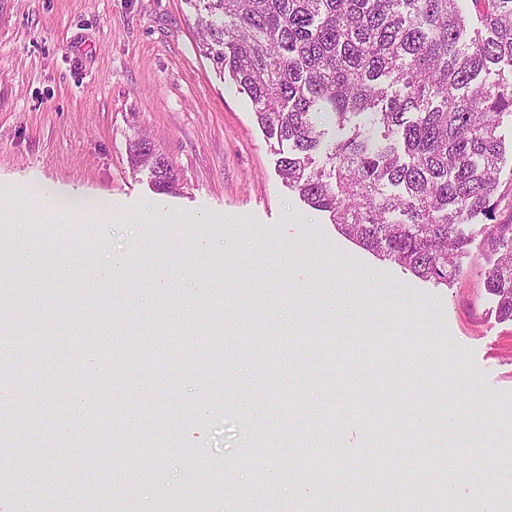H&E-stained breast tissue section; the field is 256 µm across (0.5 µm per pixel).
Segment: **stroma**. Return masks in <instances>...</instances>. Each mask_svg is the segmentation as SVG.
I'll return each mask as SVG.
<instances>
[{
    "mask_svg": "<svg viewBox=\"0 0 512 512\" xmlns=\"http://www.w3.org/2000/svg\"><path fill=\"white\" fill-rule=\"evenodd\" d=\"M146 132L173 162L176 193L133 172L128 144ZM38 179L111 200L105 224L28 226L9 239L26 271L22 305L0 309V333L24 336L28 356L0 365V406L21 414L15 432L33 467L30 485L0 458V512H22L33 489L40 512H58L70 489L92 491L76 512H112L114 480L142 477L132 512H247L244 478L224 483L225 461L249 475L277 462L296 482L265 489L270 502L319 497L326 512L350 507L359 472H381L379 512H411L407 482L449 480L445 512H462L512 476V322L484 285L493 257L474 239L464 275L434 286L357 246L326 213L285 186L250 100L196 47L184 0H0V204ZM149 212L150 225L140 222ZM209 223H197L199 214ZM238 227L252 254L286 258L281 271L238 279L224 233ZM209 238L210 252L196 249ZM163 261L178 292L153 298L152 280L108 281L109 255ZM347 266L337 275L331 264ZM235 284L232 298H184L180 289ZM302 283L312 293H294ZM411 336L421 345L408 344ZM295 377L289 392L282 378ZM205 392L211 409L176 430L132 432L129 411L151 422ZM285 405L295 424L278 458L247 448L244 410ZM334 411L311 423L313 404ZM429 413L435 429L407 437ZM121 440L109 469L93 453L60 459L64 433ZM427 459L433 469L418 472Z\"/></svg>",
    "mask_w": 512,
    "mask_h": 512,
    "instance_id": "35a3bbf8",
    "label": "stroma"
}]
</instances>
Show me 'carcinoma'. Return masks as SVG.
<instances>
[{"instance_id":"1","label":"carcinoma","mask_w":512,"mask_h":512,"mask_svg":"<svg viewBox=\"0 0 512 512\" xmlns=\"http://www.w3.org/2000/svg\"><path fill=\"white\" fill-rule=\"evenodd\" d=\"M198 49L249 98L280 145L277 171L363 249L446 285L480 222L485 271L512 321V220L497 221L512 155V0H185ZM498 78L486 79L491 71ZM340 131L325 140L322 118ZM288 149H282V145ZM133 171L171 192L178 174L142 136Z\"/></svg>"}]
</instances>
